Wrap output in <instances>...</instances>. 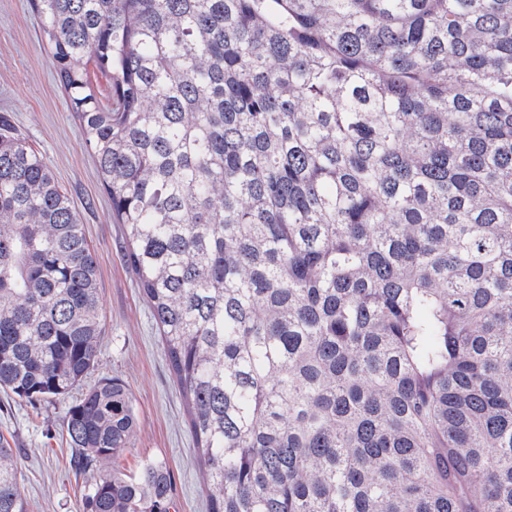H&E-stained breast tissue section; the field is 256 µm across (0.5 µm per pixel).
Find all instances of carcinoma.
Returning <instances> with one entry per match:
<instances>
[{"mask_svg":"<svg viewBox=\"0 0 512 512\" xmlns=\"http://www.w3.org/2000/svg\"><path fill=\"white\" fill-rule=\"evenodd\" d=\"M29 4L209 512H512V0ZM101 332L71 199L0 117V389L80 391L83 512H170L164 462L112 468L136 415L84 387Z\"/></svg>","mask_w":512,"mask_h":512,"instance_id":"carcinoma-1","label":"carcinoma"}]
</instances>
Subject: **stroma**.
<instances>
[{
    "label": "stroma",
    "instance_id": "35a3bbf8",
    "mask_svg": "<svg viewBox=\"0 0 512 512\" xmlns=\"http://www.w3.org/2000/svg\"><path fill=\"white\" fill-rule=\"evenodd\" d=\"M0 116L45 157L84 224L98 263L103 333L93 380L121 378L137 426L113 468L137 474L150 460L172 475L170 512H209L208 493L181 388L150 307L123 259V228L101 186L28 0H0ZM71 398L34 404L0 391V440L12 448L27 512H82L92 473L77 471L63 420Z\"/></svg>",
    "mask_w": 512,
    "mask_h": 512
}]
</instances>
